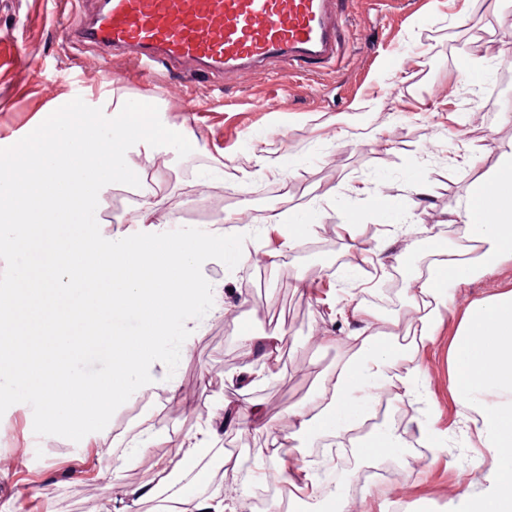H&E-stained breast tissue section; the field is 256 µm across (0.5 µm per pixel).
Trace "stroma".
Returning a JSON list of instances; mask_svg holds the SVG:
<instances>
[{
	"instance_id": "35a3bbf8",
	"label": "stroma",
	"mask_w": 512,
	"mask_h": 512,
	"mask_svg": "<svg viewBox=\"0 0 512 512\" xmlns=\"http://www.w3.org/2000/svg\"><path fill=\"white\" fill-rule=\"evenodd\" d=\"M73 8V0H0V148L34 130L67 95L151 99L162 106V122L187 126L196 137L182 159L169 147L149 155L135 147L129 154L153 175L159 228L174 216L184 227L245 235L246 246L258 249L272 213L308 227L301 247L284 250L262 270L242 262L232 269L217 260L203 264L207 280L223 281L224 303L235 316L228 321L209 311L176 371L157 364L158 375H171L175 393L149 387L115 411L98 434L112 453L102 456L95 482L67 470L88 440L37 436L26 403L0 416L14 446L28 451L26 474L0 472V505L13 504L16 512H88L87 503L95 501L100 512H151L152 501L135 492L156 486L158 465L172 453L161 441L130 457L128 439L156 428L166 430L167 440L188 444L216 426L240 372L226 367L225 357L242 335L255 338V354L264 337L283 335L278 355L296 371L268 374L265 383L245 389L244 400L264 406L270 429L228 428L222 437L231 447L270 448L271 429L324 385L340 350L320 344V336L346 339L357 327L345 317L327 323L319 307L316 273L351 251V240L340 233L323 249L324 225H356L355 240L364 246L360 262L334 268L332 292L365 307L393 274L411 281L457 248L449 208L464 204L483 160L512 142V119L503 112L512 102V0H387L379 11L367 0H343L349 23L336 64L289 81L279 64L212 79L186 66L159 65L150 79H125L123 61H105L102 52L64 39ZM365 99L376 100V111H357ZM419 182L425 195L412 190ZM361 184L369 195L355 194ZM502 288L512 289V263L454 288L453 314ZM449 340L440 329L425 351L420 397L399 398L389 417L402 450L387 462L409 481L396 491L385 483L347 486L361 512H396L400 502L413 512H444L454 490L478 486L476 438L450 398ZM172 399L180 414L163 416ZM433 407L444 447L437 459L414 447L403 423L407 411L422 417Z\"/></svg>"
}]
</instances>
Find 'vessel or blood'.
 <instances>
[{
	"label": "vessel or blood",
	"instance_id": "obj_1",
	"mask_svg": "<svg viewBox=\"0 0 512 512\" xmlns=\"http://www.w3.org/2000/svg\"><path fill=\"white\" fill-rule=\"evenodd\" d=\"M340 0H94L70 15L69 40L122 56L134 71L190 62L229 74L280 61L288 68L339 56Z\"/></svg>",
	"mask_w": 512,
	"mask_h": 512
}]
</instances>
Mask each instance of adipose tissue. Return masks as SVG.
Listing matches in <instances>:
<instances>
[{
	"label": "adipose tissue",
	"mask_w": 512,
	"mask_h": 512,
	"mask_svg": "<svg viewBox=\"0 0 512 512\" xmlns=\"http://www.w3.org/2000/svg\"><path fill=\"white\" fill-rule=\"evenodd\" d=\"M512 144L497 157L473 186L463 207L452 210V223L462 225L468 241L465 253L448 252L437 272L413 279L409 291L419 302V342L408 353L419 364L426 346L444 323L449 289L483 277L512 263ZM351 314L358 327L352 347L339 354L328 382L310 401L288 413V432H274L273 443L282 457L300 459L291 483L297 512H320L331 503L334 512H349L344 489L322 486L318 463L310 449L321 437H342L358 429L385 393L418 395L415 379H399L392 364L400 353L393 334L375 326L376 315L361 305ZM451 398L459 406L481 446L484 467L479 489L461 487L449 498L446 512H512V289L472 302L461 313L448 345ZM217 433L205 432L192 450L163 461V478L189 474L192 481L174 491L182 512H224L223 501L197 502L195 484L208 478L200 459L216 443Z\"/></svg>",
	"instance_id": "ef3b65f1"
}]
</instances>
